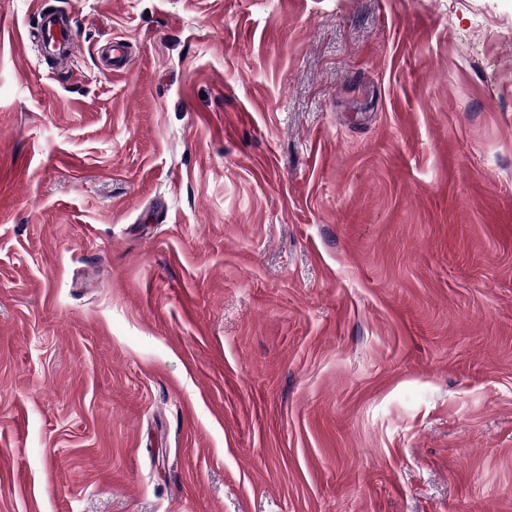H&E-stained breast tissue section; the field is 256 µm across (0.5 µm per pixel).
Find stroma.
Listing matches in <instances>:
<instances>
[{"mask_svg": "<svg viewBox=\"0 0 512 512\" xmlns=\"http://www.w3.org/2000/svg\"><path fill=\"white\" fill-rule=\"evenodd\" d=\"M0 512H512V0H0ZM37 26L29 31V38L39 37L45 48L65 65L74 61L78 53V40L71 22L53 14L40 13ZM106 61V66L113 72H120L127 67L128 46L124 39H112L109 45V54L107 55Z\"/></svg>", "mask_w": 512, "mask_h": 512, "instance_id": "stroma-1", "label": "stroma"}]
</instances>
